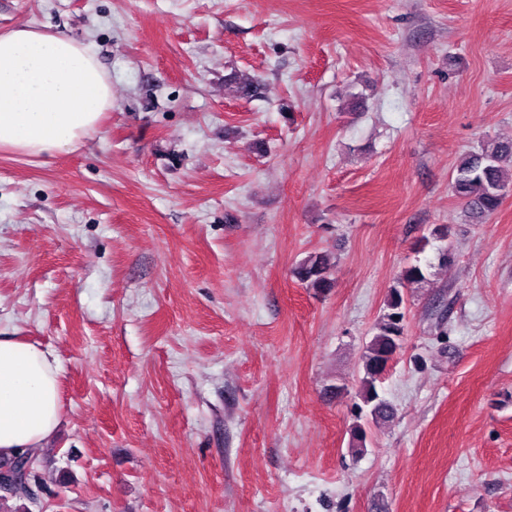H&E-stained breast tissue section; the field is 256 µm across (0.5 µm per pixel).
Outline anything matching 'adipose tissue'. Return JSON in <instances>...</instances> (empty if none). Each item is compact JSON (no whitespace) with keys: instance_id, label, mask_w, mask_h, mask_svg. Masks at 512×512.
Returning <instances> with one entry per match:
<instances>
[{"instance_id":"1","label":"adipose tissue","mask_w":512,"mask_h":512,"mask_svg":"<svg viewBox=\"0 0 512 512\" xmlns=\"http://www.w3.org/2000/svg\"><path fill=\"white\" fill-rule=\"evenodd\" d=\"M112 108L95 52L62 32H0V152L44 161L73 151ZM54 351L0 336V459L43 447L62 414Z\"/></svg>"}]
</instances>
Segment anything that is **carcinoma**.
Segmentation results:
<instances>
[{"label":"carcinoma","instance_id":"1","mask_svg":"<svg viewBox=\"0 0 512 512\" xmlns=\"http://www.w3.org/2000/svg\"><path fill=\"white\" fill-rule=\"evenodd\" d=\"M450 189L474 224L497 211L505 194L512 189V142H491L479 152L464 155L450 173ZM295 275L308 288L331 287L329 264L321 254L306 257L295 269ZM404 319L403 297L395 288L362 355L360 395L368 407L366 418L373 424L390 419L389 406L379 396L377 382L383 365L400 349ZM41 470V461L31 451L0 464V475L37 490L42 488Z\"/></svg>","mask_w":512,"mask_h":512}]
</instances>
